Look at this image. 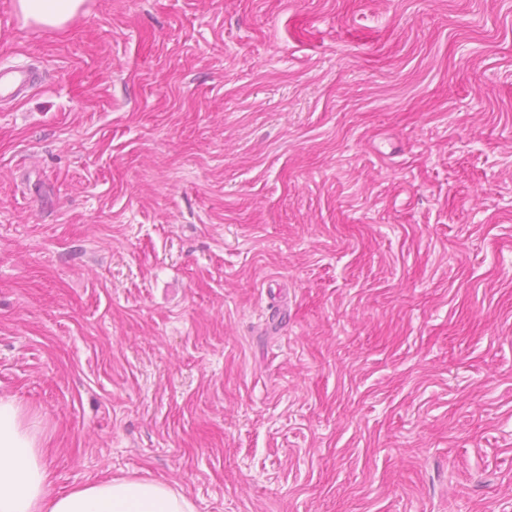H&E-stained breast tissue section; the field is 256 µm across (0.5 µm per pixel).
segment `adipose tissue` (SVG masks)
I'll return each instance as SVG.
<instances>
[{
    "label": "adipose tissue",
    "instance_id": "adipose-tissue-1",
    "mask_svg": "<svg viewBox=\"0 0 512 512\" xmlns=\"http://www.w3.org/2000/svg\"><path fill=\"white\" fill-rule=\"evenodd\" d=\"M24 23L64 31L89 0H12ZM38 431L16 398H0V512H195L185 494L148 479L115 478L50 493Z\"/></svg>",
    "mask_w": 512,
    "mask_h": 512
}]
</instances>
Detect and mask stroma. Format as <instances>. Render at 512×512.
<instances>
[{
    "label": "stroma",
    "mask_w": 512,
    "mask_h": 512,
    "mask_svg": "<svg viewBox=\"0 0 512 512\" xmlns=\"http://www.w3.org/2000/svg\"><path fill=\"white\" fill-rule=\"evenodd\" d=\"M0 0V396L54 491L512 512V0ZM90 0H13L12 6L25 24L64 31L77 17L87 15ZM35 82L33 73L21 66L0 68V100L14 99Z\"/></svg>",
    "instance_id": "obj_1"
}]
</instances>
